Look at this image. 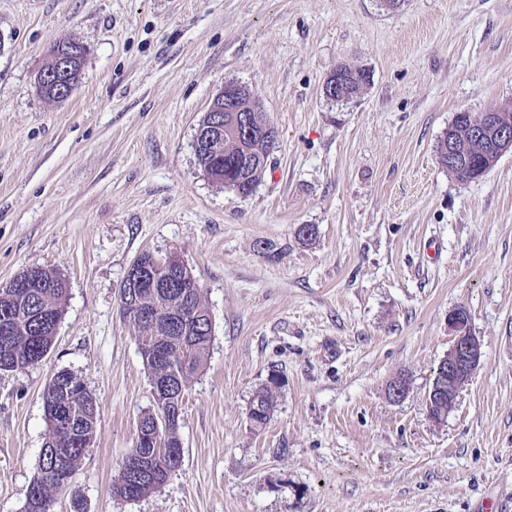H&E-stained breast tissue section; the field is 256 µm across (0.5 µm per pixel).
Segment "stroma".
Segmentation results:
<instances>
[{"label": "stroma", "mask_w": 512, "mask_h": 512, "mask_svg": "<svg viewBox=\"0 0 512 512\" xmlns=\"http://www.w3.org/2000/svg\"><path fill=\"white\" fill-rule=\"evenodd\" d=\"M62 40L84 63L49 101L37 76ZM342 64L368 84L336 103L322 85ZM228 82L278 132L247 196L194 153ZM497 105H512V0H0V287L26 267L68 282L48 355L0 373V512H24L62 370L100 421L54 512H478L512 494V152L470 183L436 157L455 113ZM144 253L181 258L214 332L180 470L125 501L112 483L156 409L119 301ZM460 308L481 359L437 423L426 401ZM278 381V376H271V378L253 394L250 408L254 409L251 421L255 426L264 425L269 420L270 412L276 399L277 389L279 388Z\"/></svg>", "instance_id": "1"}]
</instances>
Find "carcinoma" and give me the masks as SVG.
<instances>
[{
  "instance_id": "carcinoma-1",
  "label": "carcinoma",
  "mask_w": 512,
  "mask_h": 512,
  "mask_svg": "<svg viewBox=\"0 0 512 512\" xmlns=\"http://www.w3.org/2000/svg\"><path fill=\"white\" fill-rule=\"evenodd\" d=\"M61 47L78 58L70 71L57 76V83L77 84L81 74L84 48L74 42H63ZM368 83L361 70L340 67L336 76V100L359 96ZM241 113H224V141L218 148L205 143L196 159L205 171L224 173V179L239 182L250 179L259 183L265 170L250 166L249 159L267 156L270 149L266 137L257 138L240 146L235 143L236 118ZM479 117L470 112L455 115L449 128L454 136L467 138L470 125ZM487 166L480 148L468 146L460 156L455 178L468 182L470 177ZM169 282L164 288L145 289L137 304L157 315L156 328L134 325L138 330L140 353L148 369L149 382L160 372L153 358V349L161 347L172 355L173 363L167 379L173 389L151 391L156 410L145 414L137 427L154 432L153 444L147 448L133 447L119 465L118 476L112 484V493L126 501H136L159 489L169 476L182 466L178 423L180 417L170 415L168 400L183 409L185 391L207 359L213 339V326L208 322L209 307L201 287L191 271L180 265L163 277ZM68 294L65 277L53 269L28 267L20 271L8 285L0 288V326L7 325L8 335H0V372L25 369L41 361L51 349L63 304ZM451 360H443L437 367L427 402L428 413L440 423L448 416L451 400L453 370ZM279 388L276 375L263 384L250 404L251 421L256 426L267 423ZM43 404L56 408L72 420V424L56 426L47 423V434L37 468V475L29 485L25 512H53V492L65 486L62 478H72L74 471L94 439L98 422V405L85 384L73 373L60 371L45 385ZM152 473L141 480L139 470Z\"/></svg>"
}]
</instances>
